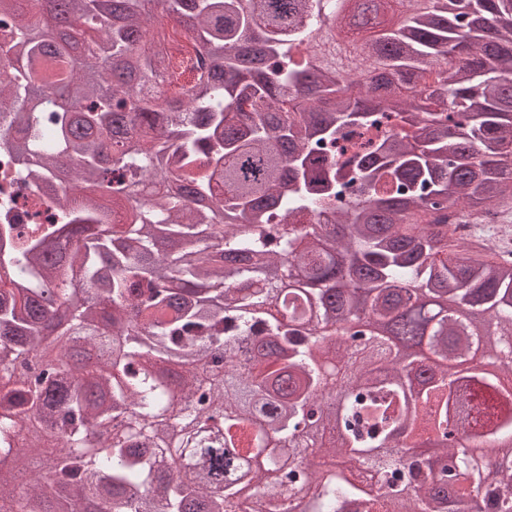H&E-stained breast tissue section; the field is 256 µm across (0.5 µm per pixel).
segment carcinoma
Wrapping results in <instances>:
<instances>
[{"mask_svg": "<svg viewBox=\"0 0 512 512\" xmlns=\"http://www.w3.org/2000/svg\"><path fill=\"white\" fill-rule=\"evenodd\" d=\"M16 2L0 150L56 195L0 223V509L512 512V385L464 368L512 369V251L460 230L512 210V0H57L83 49ZM165 19L199 59L174 93ZM363 315L386 331L327 394Z\"/></svg>", "mask_w": 512, "mask_h": 512, "instance_id": "obj_1", "label": "carcinoma"}]
</instances>
